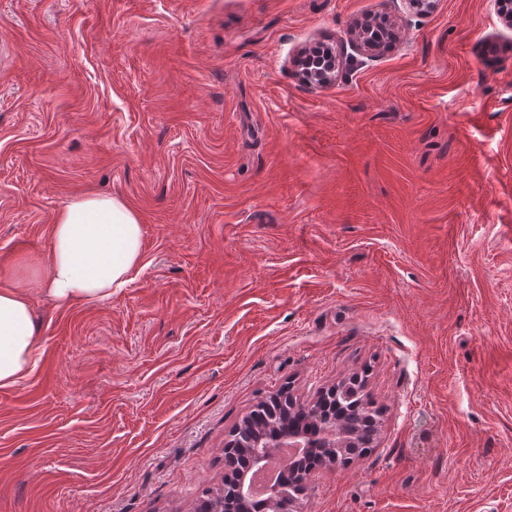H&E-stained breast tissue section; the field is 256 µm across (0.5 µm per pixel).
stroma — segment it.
Instances as JSON below:
<instances>
[{"label": "stroma", "instance_id": "obj_1", "mask_svg": "<svg viewBox=\"0 0 512 512\" xmlns=\"http://www.w3.org/2000/svg\"><path fill=\"white\" fill-rule=\"evenodd\" d=\"M388 51L309 85L296 57ZM124 199L141 270L33 298L0 512H192L261 398L358 377L375 448L308 512H512V29L493 0H0V270ZM373 23L366 22L357 25L351 33L353 39L351 40L352 47L360 54L366 57H374L382 49L385 48L387 43L397 39L398 33L394 27L386 30L382 35H372Z\"/></svg>", "mask_w": 512, "mask_h": 512}]
</instances>
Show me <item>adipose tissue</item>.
Returning <instances> with one entry per match:
<instances>
[{"mask_svg":"<svg viewBox=\"0 0 512 512\" xmlns=\"http://www.w3.org/2000/svg\"><path fill=\"white\" fill-rule=\"evenodd\" d=\"M142 237L138 214L115 196L85 195L56 214L49 265L0 274V387L17 384L41 357L33 294L64 304L111 297L138 275Z\"/></svg>","mask_w":512,"mask_h":512,"instance_id":"adipose-tissue-1","label":"adipose tissue"}]
</instances>
